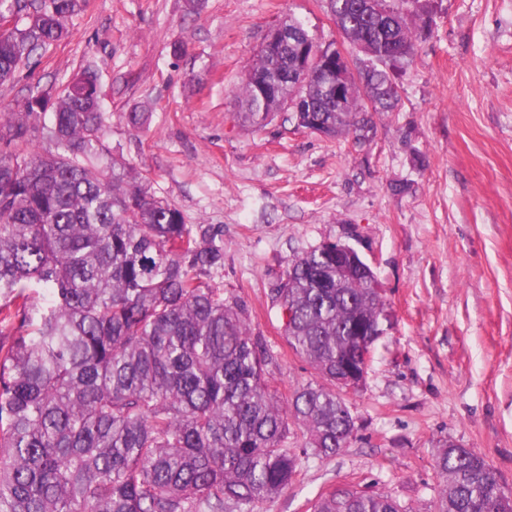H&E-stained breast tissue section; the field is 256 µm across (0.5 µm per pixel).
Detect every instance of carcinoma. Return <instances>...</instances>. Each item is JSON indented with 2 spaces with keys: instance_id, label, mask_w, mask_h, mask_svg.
Here are the masks:
<instances>
[{
  "instance_id": "carcinoma-1",
  "label": "carcinoma",
  "mask_w": 512,
  "mask_h": 512,
  "mask_svg": "<svg viewBox=\"0 0 512 512\" xmlns=\"http://www.w3.org/2000/svg\"><path fill=\"white\" fill-rule=\"evenodd\" d=\"M326 0L350 49L377 64L357 68L365 99L344 110L308 79L313 115L329 138L362 129L367 113L399 103L389 71L404 72L425 38L428 0ZM83 0H40L21 28L0 29V82L38 49L69 35ZM288 42L258 51L239 93L243 124L280 119L305 128L306 112H258L256 83L294 81L311 39L283 20ZM52 90L27 99L45 112ZM55 152L28 159L18 146L35 128L14 120L0 133V512H254L292 484L301 457L347 447L354 420L337 379L362 371L366 331L386 302L377 278L319 246L288 260L276 288L283 339L319 381L280 404L268 366L278 359L253 335L244 306L211 273L224 240L94 160L103 151L97 77H73L47 127ZM308 434L288 447L289 423ZM436 512H512L485 457L443 445ZM312 512H402L381 493L352 487L321 494Z\"/></svg>"
}]
</instances>
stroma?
<instances>
[{
  "mask_svg": "<svg viewBox=\"0 0 512 512\" xmlns=\"http://www.w3.org/2000/svg\"><path fill=\"white\" fill-rule=\"evenodd\" d=\"M432 8L398 106L333 139L234 117L247 67L284 17L347 49L324 0H87L68 38L0 83V118L17 120L31 96L96 73L101 165L125 164L186 223L222 236L212 278L278 352L268 371L280 401L318 379L271 305L288 260L336 241L374 271L388 318L344 395L354 436L332 458H302L294 484L256 512H312L339 486L435 512L448 440L483 454L512 493V0ZM136 108L150 114L138 132L126 119Z\"/></svg>",
  "mask_w": 512,
  "mask_h": 512,
  "instance_id": "stroma-1",
  "label": "stroma"
}]
</instances>
